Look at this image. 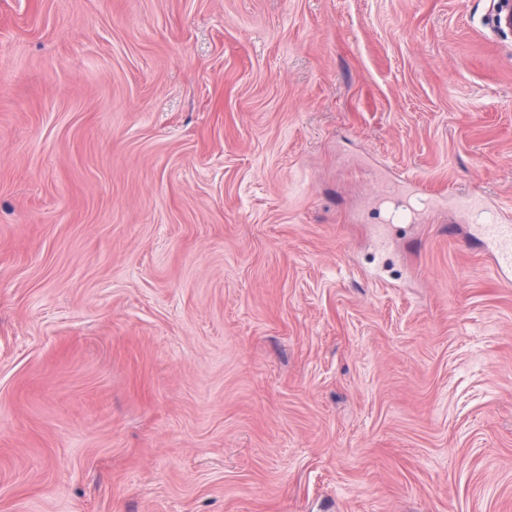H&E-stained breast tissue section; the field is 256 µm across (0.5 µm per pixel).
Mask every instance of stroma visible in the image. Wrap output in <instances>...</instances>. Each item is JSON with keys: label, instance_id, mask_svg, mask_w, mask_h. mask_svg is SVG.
I'll return each mask as SVG.
<instances>
[{"label": "stroma", "instance_id": "obj_1", "mask_svg": "<svg viewBox=\"0 0 512 512\" xmlns=\"http://www.w3.org/2000/svg\"><path fill=\"white\" fill-rule=\"evenodd\" d=\"M493 3L0 0V512H512ZM461 209L477 223L479 234L495 253L493 261L505 277L512 273V222L500 208L490 204L483 196L461 193L458 196Z\"/></svg>", "mask_w": 512, "mask_h": 512}]
</instances>
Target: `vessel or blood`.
Returning <instances> with one entry per match:
<instances>
[{"label": "vessel or blood", "mask_w": 512, "mask_h": 512, "mask_svg": "<svg viewBox=\"0 0 512 512\" xmlns=\"http://www.w3.org/2000/svg\"><path fill=\"white\" fill-rule=\"evenodd\" d=\"M461 209L475 222L484 242L494 250L493 261L502 275L512 274V219L484 197L470 193L458 197Z\"/></svg>", "instance_id": "b4317fda"}]
</instances>
